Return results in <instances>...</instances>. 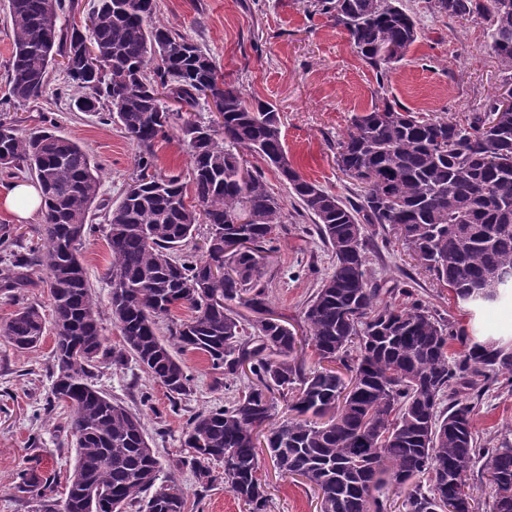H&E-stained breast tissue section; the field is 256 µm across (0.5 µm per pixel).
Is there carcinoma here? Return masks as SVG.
Returning <instances> with one entry per match:
<instances>
[{
	"label": "carcinoma",
	"mask_w": 512,
	"mask_h": 512,
	"mask_svg": "<svg viewBox=\"0 0 512 512\" xmlns=\"http://www.w3.org/2000/svg\"><path fill=\"white\" fill-rule=\"evenodd\" d=\"M433 13L485 24L504 83H512V0H429ZM12 59L7 83L18 103L38 98L55 56H68V80L84 94L75 106L108 109L143 152L137 173L112 208V318L122 348L160 381L172 398L192 391L193 378L157 334V319L192 310L175 324L174 344L207 356L213 369L238 377L248 366L256 384L231 406L200 412L184 446L197 480L224 484L251 512H265L258 478V432L274 465L318 491L319 512H388L385 488L401 499L395 512H479L471 471L482 463L492 512H512V443L479 441L473 397L476 378L501 377L512 387V345H474L453 356V326L409 290L404 305L384 299L368 273L364 225L389 224L435 279L475 307L512 291V109L494 99L462 120L401 111L385 100L354 118L336 147V165L357 182L356 200H343L278 165L287 153L275 106L249 100L224 80L211 59L177 30L154 21V0H97L85 32L59 24L62 0H8ZM314 11L344 29L353 51L384 79L417 40V21L399 0H310ZM98 66L81 60L84 39ZM161 65L150 68L153 59ZM190 107L224 101V140L209 125L181 126L189 146L193 202L180 176L152 172L154 147L167 139L172 113L165 99ZM498 116L487 124L488 113ZM259 155L314 217L335 259L333 272L304 311L297 338L286 322L268 317L261 266L283 211L262 175L244 170L243 153ZM0 168L26 170L42 196L44 244L12 252L0 288L31 284L45 272L52 297L56 371L52 396L72 409L76 458L67 478L70 512H184V491L157 484L159 460L140 418L92 383L107 353L96 298L81 258L99 167L75 140L50 130L23 135L0 122ZM209 225L202 257L175 254ZM250 247L224 252V239ZM214 266L224 277L211 276ZM261 315L244 338L243 322L226 305ZM46 318L34 306L0 324V337L18 349L37 346ZM313 349L316 367L297 355ZM291 400L294 416L274 421L275 396ZM448 407L440 409L443 400ZM224 468L213 472L209 463ZM56 477L18 473L17 489L51 487Z\"/></svg>",
	"instance_id": "obj_1"
}]
</instances>
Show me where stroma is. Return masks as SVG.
Returning a JSON list of instances; mask_svg holds the SVG:
<instances>
[{
  "label": "stroma",
  "mask_w": 512,
  "mask_h": 512,
  "mask_svg": "<svg viewBox=\"0 0 512 512\" xmlns=\"http://www.w3.org/2000/svg\"><path fill=\"white\" fill-rule=\"evenodd\" d=\"M415 15L420 34L387 80L351 49L348 36L326 15L312 12L307 0H155L156 19L200 45L246 97L271 102L281 117V132L295 168L325 190L355 198L357 185L336 166V146L355 116L369 111L380 98L414 113L462 119L483 111L489 98L506 90L503 72L489 47L483 25L433 14L427 0H400ZM12 28L7 0H0V120L29 131L56 127L80 143L100 166L101 189L91 210L92 229L82 260L98 301L100 323L109 349L122 338L112 320V285L106 276L111 261L107 235L112 206L136 173L142 152L106 113L78 111L77 87L69 84L61 65H54L42 96L18 104L8 91ZM158 173L181 175L190 182L191 164L181 133L155 148ZM269 190L283 204V220L274 232L273 250L261 269V282L273 315L297 335L307 326L304 311L311 296L333 271V256L321 241L310 216L292 198L276 171L260 156L249 159ZM41 215L27 220L0 211V275L10 265L15 244L39 242ZM367 265L376 282L399 288L426 301L469 341L512 339V297L475 310L409 257L388 225L365 227ZM53 331L38 347L17 350L0 338V512H32V494L17 492L18 473L26 468L57 477L53 496L64 499L66 477L74 465L72 411L51 398L54 370ZM178 361L194 378L188 396L172 400L166 388L144 372L134 359L114 363L100 357L93 383L113 400L137 414L144 434L161 462L159 479L181 486L186 512H249L222 484L205 486L193 469L181 464L183 433L191 417L227 406L249 387L246 376L225 377L201 353L186 351ZM475 407V426L484 443L512 441V392L488 380ZM258 476L268 491L267 512H318L313 486L283 475L262 458Z\"/></svg>",
  "instance_id": "obj_1"
}]
</instances>
